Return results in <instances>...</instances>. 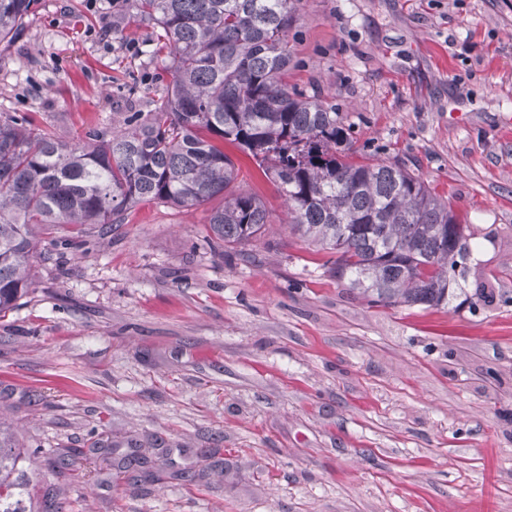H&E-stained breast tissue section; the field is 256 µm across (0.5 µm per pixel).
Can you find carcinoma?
Returning <instances> with one entry per match:
<instances>
[{
    "instance_id": "1",
    "label": "carcinoma",
    "mask_w": 512,
    "mask_h": 512,
    "mask_svg": "<svg viewBox=\"0 0 512 512\" xmlns=\"http://www.w3.org/2000/svg\"><path fill=\"white\" fill-rule=\"evenodd\" d=\"M35 0H0V42ZM301 0H131L159 29L172 79L154 110L68 144L31 115L0 113V317L35 283L37 248L75 242L66 225L121 224L143 202L192 208L216 198L215 246L235 249L271 223L238 185L240 150L284 197L293 233L331 253L328 271L371 304L457 312L493 293L466 288L472 232L407 167L358 155L336 107L288 88V32ZM26 449L0 426V512H57L53 480L28 475Z\"/></svg>"
}]
</instances>
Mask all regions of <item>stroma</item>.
<instances>
[{"mask_svg":"<svg viewBox=\"0 0 512 512\" xmlns=\"http://www.w3.org/2000/svg\"><path fill=\"white\" fill-rule=\"evenodd\" d=\"M156 35L128 0H36L0 113L73 142L151 111ZM288 41L289 85L466 217L495 297L369 304L246 159L274 222L242 250L206 205L84 226L0 318V422L36 467L68 455L60 512H512V0H301Z\"/></svg>","mask_w":512,"mask_h":512,"instance_id":"1","label":"stroma"}]
</instances>
